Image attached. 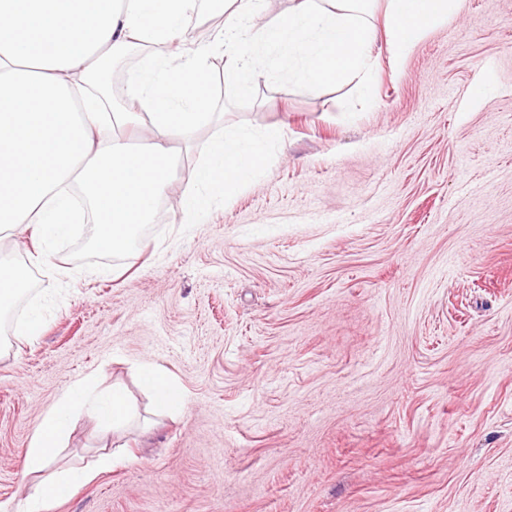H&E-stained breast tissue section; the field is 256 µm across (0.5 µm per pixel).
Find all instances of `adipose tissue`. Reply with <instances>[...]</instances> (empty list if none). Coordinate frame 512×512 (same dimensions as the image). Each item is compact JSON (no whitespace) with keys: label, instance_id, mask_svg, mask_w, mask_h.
Instances as JSON below:
<instances>
[{"label":"adipose tissue","instance_id":"ef3b65f1","mask_svg":"<svg viewBox=\"0 0 512 512\" xmlns=\"http://www.w3.org/2000/svg\"><path fill=\"white\" fill-rule=\"evenodd\" d=\"M214 2L225 11L223 30L189 47L174 69L168 47L198 13V0H0V14L12 18L0 29V237L21 225L50 243L85 223L101 251H129L176 168L174 137L191 139L213 120L208 60L216 50L224 52L226 78L243 94L284 56L299 63L311 85L362 80L370 72L374 25L368 0H289L283 17L265 22L258 19L262 0ZM454 5L386 0L393 57L405 58ZM254 39L264 54L252 51ZM133 45L147 53L126 107L115 112L100 86L103 66ZM138 124L148 132L143 144L116 133L117 127ZM280 138L272 128L258 138L213 140L191 175L183 202L188 221L203 222L233 187L247 183L266 164L269 144ZM49 265L45 251L0 265V313L27 289L34 268ZM139 379L156 412L182 407V392L161 367L141 364ZM82 410L115 432L134 420L123 387L95 396L85 382H75L31 436L25 470L40 480L17 512H52L76 485L90 480L85 468L58 465L70 416Z\"/></svg>","mask_w":512,"mask_h":512}]
</instances>
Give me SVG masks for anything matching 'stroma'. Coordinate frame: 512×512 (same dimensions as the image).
Here are the masks:
<instances>
[{
  "instance_id": "obj_1",
  "label": "stroma",
  "mask_w": 512,
  "mask_h": 512,
  "mask_svg": "<svg viewBox=\"0 0 512 512\" xmlns=\"http://www.w3.org/2000/svg\"><path fill=\"white\" fill-rule=\"evenodd\" d=\"M223 27L188 19L170 66ZM388 40L377 25L366 86L283 63L243 95L212 55L224 120L175 139L136 247L82 226L52 245L89 274L34 271L0 318V506L35 482L44 411L90 376L150 425L75 414L60 461L95 475L53 512H512V0H457L399 62ZM269 127L264 168L183 223L211 137ZM36 301L31 343L15 327ZM143 363L181 411L154 414ZM139 379L143 389L153 396L156 413H170L183 406L182 392L161 367L149 363L141 364Z\"/></svg>"
}]
</instances>
